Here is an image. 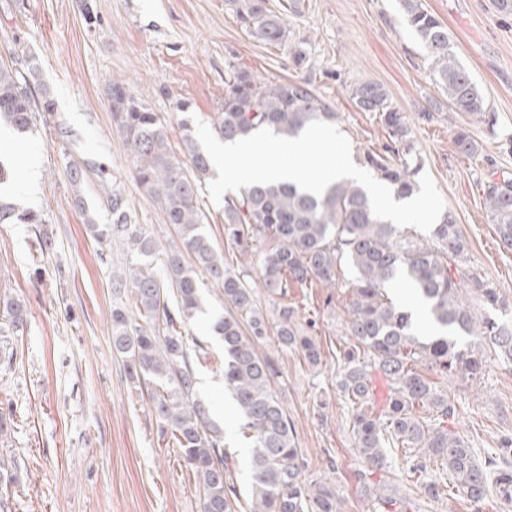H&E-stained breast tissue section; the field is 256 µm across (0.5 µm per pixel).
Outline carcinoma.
Returning <instances> with one entry per match:
<instances>
[{
	"label": "carcinoma",
	"instance_id": "carcinoma-1",
	"mask_svg": "<svg viewBox=\"0 0 512 512\" xmlns=\"http://www.w3.org/2000/svg\"><path fill=\"white\" fill-rule=\"evenodd\" d=\"M397 2L430 79L448 105L492 125L491 109L471 70L460 61L448 27L422 0ZM229 3L251 37L271 45L288 42L283 13L271 10L268 0ZM37 82L36 66L25 75L0 62V120L20 133L55 110L46 91L35 101L32 87ZM349 92L359 111L379 115L391 142L382 153H364L360 164L389 185L395 198L410 197L421 164L407 113L377 83H355ZM107 100L112 122L135 158V183L154 199L163 223L178 239L159 277L149 261L156 243L144 225L136 223L120 190L108 193L111 223L87 218L94 239L123 242L129 252L127 269L112 273V282L118 291L132 285L136 312L112 308V350L133 386L146 390L160 433L181 450L194 473L202 512H341L335 485L304 476L303 451L275 390L280 374L275 354L294 351L313 368L321 364V345L311 333L313 321L302 324L297 309L286 303L268 319L256 305L248 270L234 273L224 267L223 254L203 229L199 203L211 161L190 124H183L179 157L169 145L160 113L134 95L124 80L107 81ZM314 120L335 124L338 113L310 80L270 82L227 64L224 102L211 116L220 139L232 142L261 128L294 138ZM454 143L463 155L478 152L463 127L454 133ZM483 195L500 242L512 249V179L488 181ZM15 216L28 224L45 223L40 214L24 208L21 199L1 197L0 224ZM224 238L246 258L254 242L265 245L258 254L259 284L283 300L296 285L318 282L331 288L342 266L352 270V300L346 310V335L352 344L339 356L343 368L336 387L351 403L352 433L362 463L356 479L375 512L417 509L412 499L387 493L393 471L388 449L396 443L408 452V473L428 497L439 495V483L426 480L428 464L438 462L448 470L452 488L467 500L479 503L492 490L512 499V448L499 449L498 457L481 464L473 449L445 427L456 406L426 375L429 371L477 381L486 371L487 346L512 364V321L505 319L506 304L492 283L466 268L468 241L452 212L441 214L432 242L425 243L377 219L367 192L350 179L328 186L320 196L280 182L224 196ZM202 274L217 285L226 307L214 331L224 345V387L251 444L250 480L244 488L235 481V462L224 448L223 431L210 423V407L197 387L194 364L206 347L189 334L188 323L202 308ZM397 278L423 302L431 332L421 333L413 310L388 296L387 288ZM25 327V301L0 298L1 363H11L13 342ZM462 334L478 342L462 344ZM266 343L273 344L275 352H260ZM377 376L389 385L380 412L371 406ZM420 408L435 413L433 422L420 419Z\"/></svg>",
	"mask_w": 512,
	"mask_h": 512
}]
</instances>
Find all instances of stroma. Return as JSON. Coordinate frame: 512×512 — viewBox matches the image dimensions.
I'll return each instance as SVG.
<instances>
[{
  "instance_id": "obj_1",
  "label": "stroma",
  "mask_w": 512,
  "mask_h": 512,
  "mask_svg": "<svg viewBox=\"0 0 512 512\" xmlns=\"http://www.w3.org/2000/svg\"><path fill=\"white\" fill-rule=\"evenodd\" d=\"M288 2L287 45L248 35L228 0H0V60L24 68L36 62L55 101L52 116L32 132L11 133L0 154L14 157L16 175L0 193L21 198L42 215L39 224H0V295L23 299L28 325L13 344L11 367L0 366V405L14 414V431L0 457L14 458L18 478L0 482V512H201L194 477L180 449L159 434L146 397L127 379L112 350L113 307L129 305L130 290L115 292L113 270L128 262L125 246L99 243L73 203L69 173L82 168L81 190L98 223L112 220L107 187L119 189L138 223L157 243L162 264L175 245L157 204L136 185L133 158L112 123L106 100L110 77L161 113L170 146L182 150L184 121L208 120L224 101L228 62L270 81L311 79L340 114L339 128L354 158L383 151L390 140L374 113L358 111L351 84L383 85L407 112L422 171L433 177L447 210L469 242L468 268L494 283L512 303V250L503 247L485 209L481 187L512 178V16L493 0H424L454 37L460 59L474 73L496 123L487 126L452 111L432 83L396 0H268ZM308 52L310 66L295 69L291 53ZM188 102L180 111L179 102ZM430 117H423V109ZM469 129L477 154L458 153L453 136ZM41 178L35 194L21 188L31 164ZM205 230L231 270L244 262L224 239V207L202 196ZM351 275L339 284L290 289L301 319H313L322 363L309 367L297 353L280 355L276 389L295 428L304 475L336 484L341 512H372L357 488L360 467L351 410L337 387L339 355L350 340L343 312ZM203 313L190 324L208 354L197 367L198 390L233 453L236 480L248 482L250 446L224 387V348L213 330L224 314L216 286L205 283ZM483 378L440 379L456 403L452 429L478 456L512 440V366L487 351ZM395 482L419 502V512H512V502L489 493L480 506L449 487L423 497L413 479L395 470Z\"/></svg>"
}]
</instances>
